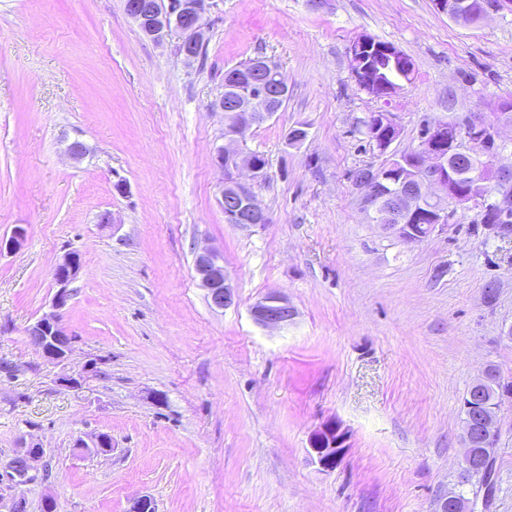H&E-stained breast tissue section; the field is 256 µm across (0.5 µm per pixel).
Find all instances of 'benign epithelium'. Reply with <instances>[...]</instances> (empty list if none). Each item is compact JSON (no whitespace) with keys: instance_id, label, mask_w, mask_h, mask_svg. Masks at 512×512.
<instances>
[{"instance_id":"benign-epithelium-1","label":"benign epithelium","mask_w":512,"mask_h":512,"mask_svg":"<svg viewBox=\"0 0 512 512\" xmlns=\"http://www.w3.org/2000/svg\"><path fill=\"white\" fill-rule=\"evenodd\" d=\"M215 0H124L127 15L139 29L155 41H162L173 29L179 31L181 56L187 61L198 58L206 27ZM436 9L452 21L471 25L512 9V0H481L473 6L471 0H434ZM378 50L395 55L399 48L394 44L381 45L369 34H361L349 45V70L355 80L369 89L370 95L384 98L394 94L398 87L379 84L369 66L368 53ZM260 69L274 76V86L256 84L254 95L274 100L283 95L287 83L276 65L265 59L254 61ZM215 107L226 113V143L215 148L213 161L224 169V182L219 186L216 202L224 212L228 224L263 227L269 217L257 203L251 184L242 180V171L251 180H259L262 172L249 162L248 154L235 146L237 137L259 120L273 117L278 109L272 105L259 107L252 100H219ZM512 119V101L504 100L497 106V113L489 117L479 112L462 114L445 122L436 121L424 129L412 163L420 168L416 180L420 196L432 204L429 232L436 227L452 224L458 208L478 207L483 213L496 214L503 221L512 220V167L498 163L504 149L500 141V127ZM387 130L388 136L397 138L398 125L388 112H374L368 118L371 142L379 149H388L391 143H379L378 134ZM364 190L363 203L368 211L377 214L383 228L407 242L417 243L422 236L405 223L415 202L395 191L396 184L385 183L370 173L357 180ZM27 237L23 225L14 227L7 239H0V252L22 247ZM81 264L78 255L69 252L54 266L52 279L55 292L52 311L37 319L26 329V335L49 358L65 359L71 349V338L62 322V312L73 296L72 284L78 278ZM194 270L198 285L205 292L209 306L223 310L234 303V289L224 271V260L214 250L204 248L194 255ZM253 320L264 328H281L292 322L296 310L288 298L271 292L251 307ZM348 433L334 422H327L315 430L309 441L308 455L323 470L336 467ZM43 450L37 443L24 446L3 466L8 479L23 484L31 479L30 472L42 457ZM154 499L138 495L128 501L126 512H153Z\"/></svg>"}]
</instances>
